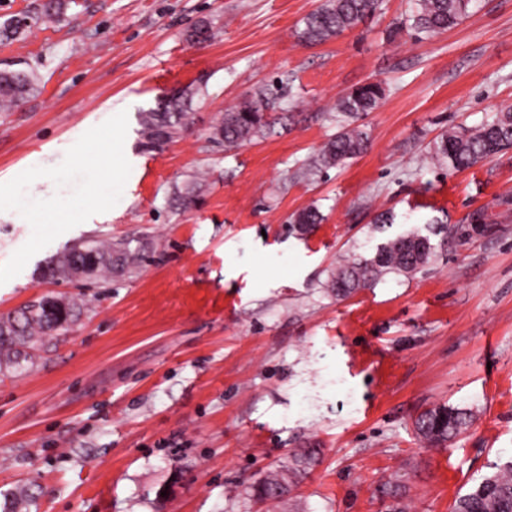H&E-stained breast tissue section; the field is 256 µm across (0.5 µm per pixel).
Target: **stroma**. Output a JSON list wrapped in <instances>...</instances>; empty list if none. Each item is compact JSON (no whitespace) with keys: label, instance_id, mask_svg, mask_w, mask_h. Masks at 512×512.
Here are the masks:
<instances>
[{"label":"stroma","instance_id":"stroma-1","mask_svg":"<svg viewBox=\"0 0 512 512\" xmlns=\"http://www.w3.org/2000/svg\"><path fill=\"white\" fill-rule=\"evenodd\" d=\"M322 2L66 0L48 16L46 0H0V23L39 19L0 40V70L38 78L0 112V184L51 217L0 214V315L77 293L42 276L76 243L134 238L148 255L87 289L33 365L0 369V491H38L31 512H285L247 492L295 448L319 451L294 491L303 512H453L512 461V149L461 172L433 151L512 105V0H474L434 37L411 27L416 0H383L303 44ZM200 26L208 41L191 43ZM284 74L265 137L211 141L220 113ZM368 80L385 98L358 121L367 151L302 176L337 131L336 100ZM187 89L189 129L145 148L140 112ZM93 186L103 219L53 225ZM310 206L324 221L302 239L293 218ZM414 229L437 246L421 270L328 292L340 258ZM442 404L472 421L432 446L415 422Z\"/></svg>","mask_w":512,"mask_h":512}]
</instances>
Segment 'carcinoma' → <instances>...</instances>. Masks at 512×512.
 Here are the masks:
<instances>
[{
  "label": "carcinoma",
  "mask_w": 512,
  "mask_h": 512,
  "mask_svg": "<svg viewBox=\"0 0 512 512\" xmlns=\"http://www.w3.org/2000/svg\"><path fill=\"white\" fill-rule=\"evenodd\" d=\"M471 0H417L413 25L426 36L442 34L462 23L468 15ZM381 0H324V3L303 19L299 31L302 42L321 44L355 28L374 14ZM31 18L24 22L11 20L0 26V37L16 40L31 28ZM33 75L21 69L0 70V110L8 111L19 99L33 90ZM285 79L263 88L255 98L221 114L212 128L211 139L227 148H238L265 135L270 127L267 113L274 110L282 94ZM195 92L185 90L160 99L154 109L141 113V135L146 146L156 147L180 137L191 123V105ZM384 97L381 83L369 81L354 87L336 102V122L339 130L322 146L309 162L306 171L338 167L363 154L368 146L367 134L352 126L360 116L376 110ZM512 148V107L475 128L449 130L441 133L434 144L436 156L448 161V166L462 171L490 160ZM324 217L316 207L299 212L295 218L300 234L311 231ZM436 246L427 235L408 232L376 247L370 257L359 256L336 265L328 288L338 297L347 296L359 288H371L387 274L411 275L425 266L435 254ZM93 252L97 263L85 277L87 281L108 282L130 277L144 261L140 245L132 241L82 242L59 254L45 275L61 282L75 280L74 268L83 260V253ZM66 331L58 328L55 319L28 303L0 318V357L16 368L33 363L35 351L44 336ZM469 424L466 410L438 406L422 414L416 428L428 443L441 445L464 431ZM315 448H303L289 453L288 460L274 472L255 483L252 496L259 501H275L289 495L318 459ZM35 504L29 490L0 493V512H29ZM454 512H512V464L507 469L484 478L477 486L459 496Z\"/></svg>",
  "instance_id": "cac0c4a2"
}]
</instances>
